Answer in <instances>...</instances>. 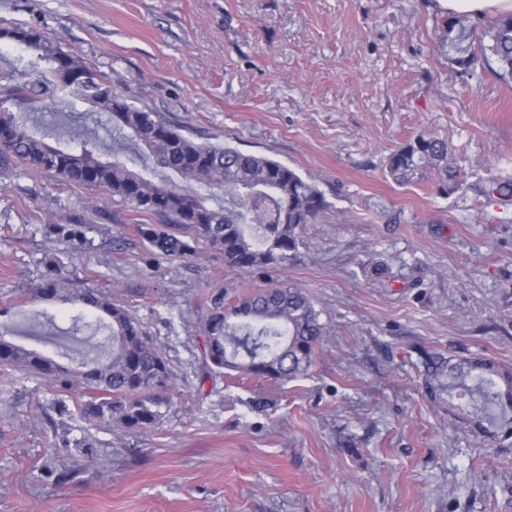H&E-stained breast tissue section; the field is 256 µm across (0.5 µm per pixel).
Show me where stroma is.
<instances>
[{"label":"stroma","instance_id":"1","mask_svg":"<svg viewBox=\"0 0 512 512\" xmlns=\"http://www.w3.org/2000/svg\"><path fill=\"white\" fill-rule=\"evenodd\" d=\"M439 0H0L138 107L287 164L326 206L299 254L251 274L204 245L155 254L111 193L24 164L0 168V335L69 367L78 310L28 302L56 259L110 291L177 376L161 420H91L83 397L0 368V512H512V439L473 433L429 402L422 351L512 367V206L479 187L512 178V80L468 73L436 42ZM0 42V88L35 78ZM445 137L461 190L433 173L401 187L389 155ZM285 283L327 328L304 374L275 383L206 367L211 297Z\"/></svg>","mask_w":512,"mask_h":512}]
</instances>
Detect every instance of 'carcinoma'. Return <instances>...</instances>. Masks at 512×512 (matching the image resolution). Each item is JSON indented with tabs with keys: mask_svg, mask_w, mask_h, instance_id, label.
<instances>
[{
	"mask_svg": "<svg viewBox=\"0 0 512 512\" xmlns=\"http://www.w3.org/2000/svg\"><path fill=\"white\" fill-rule=\"evenodd\" d=\"M0 41L22 44L50 65V77L18 82L0 98V165L23 163L54 173L69 183L105 189L131 203L135 212L171 224L157 231L147 224L142 235L154 251L182 257L202 243L224 257V265L242 273L290 262L296 258L301 233L325 207L315 184L267 156L244 153L221 143H198L184 129L156 112L137 108L103 80L82 58L67 53L52 38L33 28H1ZM442 53L467 71L477 58L502 78L512 77V12L490 18L481 27L464 15L447 19L439 41ZM68 93L95 102L90 116L112 130V159L88 147L81 129L63 147L46 142L11 110L24 112L53 107L55 94ZM133 150L145 161L146 173L127 167L120 150ZM386 169L399 186L413 182L427 169L440 189H461L445 138L419 133L390 154ZM200 185L224 195V205H208ZM487 203L512 205V180H493L480 188ZM81 303L94 315L85 324L91 335L109 331L105 357L76 371L34 349L0 336V366L52 380L66 389L91 393L84 403L90 418L116 422L131 431H145L162 416L157 395L175 388V374L160 347L140 321L112 293L81 288L62 271L42 280L30 297ZM204 357L210 368L245 372L276 383L306 371L326 334L320 313L299 288L279 284L224 303L220 292L211 300L203 325ZM424 388L434 403L448 411L462 409L453 399L472 404L467 421L479 434L512 438V368L486 357L452 361L437 353L423 359Z\"/></svg>",
	"mask_w": 512,
	"mask_h": 512,
	"instance_id": "cac0c4a2",
	"label": "carcinoma"
}]
</instances>
